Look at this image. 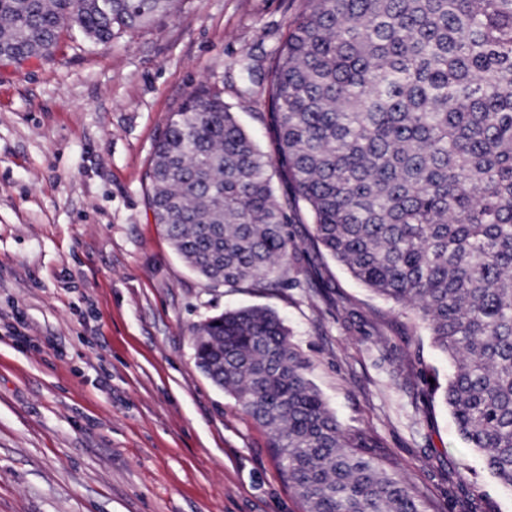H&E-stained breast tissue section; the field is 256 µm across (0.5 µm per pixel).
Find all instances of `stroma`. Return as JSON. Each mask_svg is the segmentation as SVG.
Masks as SVG:
<instances>
[{
  "mask_svg": "<svg viewBox=\"0 0 512 512\" xmlns=\"http://www.w3.org/2000/svg\"><path fill=\"white\" fill-rule=\"evenodd\" d=\"M305 8L175 0L109 42L66 29L49 55L0 60V512H303L268 432L195 363L193 327L244 307L283 320L337 419L443 512H512L430 392L446 355L314 250L308 209L293 230L324 296L297 265L284 285L208 286L154 222L146 169L194 89L273 154L265 70Z\"/></svg>",
  "mask_w": 512,
  "mask_h": 512,
  "instance_id": "35a3bbf8",
  "label": "stroma"
}]
</instances>
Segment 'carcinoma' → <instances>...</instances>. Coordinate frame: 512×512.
<instances>
[{"instance_id":"obj_1","label":"carcinoma","mask_w":512,"mask_h":512,"mask_svg":"<svg viewBox=\"0 0 512 512\" xmlns=\"http://www.w3.org/2000/svg\"><path fill=\"white\" fill-rule=\"evenodd\" d=\"M268 69L276 155L207 87L157 140L149 206L209 285L278 280L315 243L409 310L452 360L443 404L512 488V0H306ZM173 0H0V57L22 61L74 27L105 42ZM292 195L277 198L271 170ZM198 367L268 429L305 512H440L368 453L308 378L290 331L258 307L193 328Z\"/></svg>"}]
</instances>
